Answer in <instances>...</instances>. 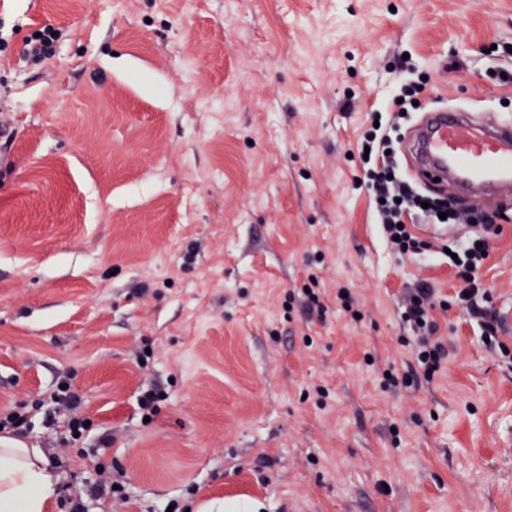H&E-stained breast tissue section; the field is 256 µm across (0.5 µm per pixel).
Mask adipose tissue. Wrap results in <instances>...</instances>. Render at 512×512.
I'll return each instance as SVG.
<instances>
[{
	"label": "adipose tissue",
	"instance_id": "1",
	"mask_svg": "<svg viewBox=\"0 0 512 512\" xmlns=\"http://www.w3.org/2000/svg\"><path fill=\"white\" fill-rule=\"evenodd\" d=\"M58 482L43 449L0 437V512H49Z\"/></svg>",
	"mask_w": 512,
	"mask_h": 512
}]
</instances>
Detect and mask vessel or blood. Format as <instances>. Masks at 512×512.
Instances as JSON below:
<instances>
[{
    "instance_id": "obj_1",
    "label": "vessel or blood",
    "mask_w": 512,
    "mask_h": 512,
    "mask_svg": "<svg viewBox=\"0 0 512 512\" xmlns=\"http://www.w3.org/2000/svg\"><path fill=\"white\" fill-rule=\"evenodd\" d=\"M417 140L429 159L419 169L420 180L472 193L512 189L511 119L481 121L457 108L432 112Z\"/></svg>"
}]
</instances>
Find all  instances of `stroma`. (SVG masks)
<instances>
[{"label":"stroma","instance_id":"35a3bbf8","mask_svg":"<svg viewBox=\"0 0 512 512\" xmlns=\"http://www.w3.org/2000/svg\"><path fill=\"white\" fill-rule=\"evenodd\" d=\"M422 79L398 135L445 104L512 116V0H0V408L85 512H512V361L360 182L372 111ZM462 205L456 238L496 218L481 281L511 344L512 197ZM421 281L448 362L383 389ZM64 376L77 448L37 406ZM99 462L127 499L90 495ZM40 33V37H34ZM57 39V32L52 28L36 30L28 40L27 56L33 61L39 62L48 59L54 53V43Z\"/></svg>","mask_w":512,"mask_h":512}]
</instances>
